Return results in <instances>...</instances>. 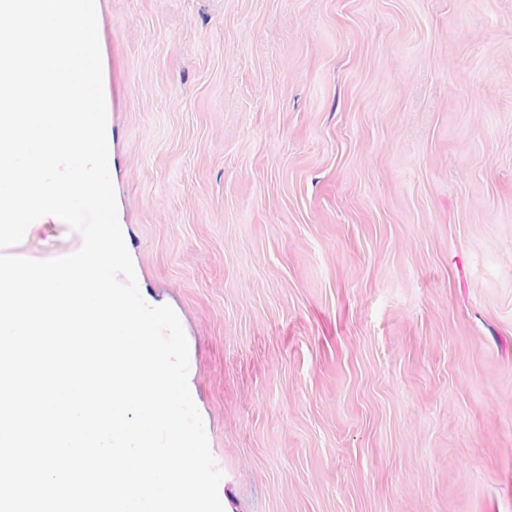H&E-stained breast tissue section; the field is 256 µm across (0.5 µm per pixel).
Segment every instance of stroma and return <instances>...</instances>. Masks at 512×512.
<instances>
[{
    "label": "stroma",
    "instance_id": "35a3bbf8",
    "mask_svg": "<svg viewBox=\"0 0 512 512\" xmlns=\"http://www.w3.org/2000/svg\"><path fill=\"white\" fill-rule=\"evenodd\" d=\"M96 6L118 219L224 512H512V0Z\"/></svg>",
    "mask_w": 512,
    "mask_h": 512
}]
</instances>
